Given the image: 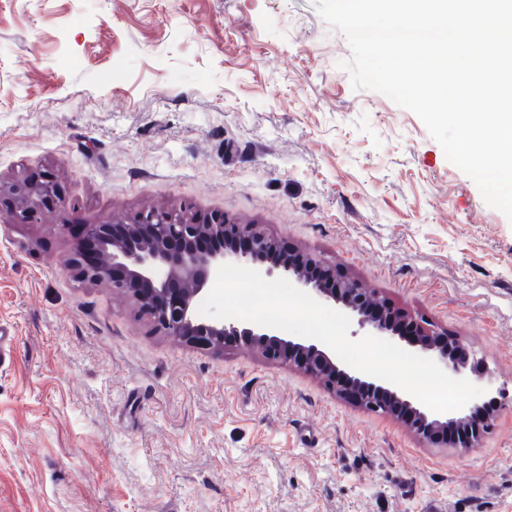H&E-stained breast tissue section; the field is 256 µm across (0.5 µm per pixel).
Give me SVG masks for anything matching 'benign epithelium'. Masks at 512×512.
Instances as JSON below:
<instances>
[{
    "mask_svg": "<svg viewBox=\"0 0 512 512\" xmlns=\"http://www.w3.org/2000/svg\"><path fill=\"white\" fill-rule=\"evenodd\" d=\"M56 181L47 174L23 186H13L17 196L16 217L22 223L38 219L43 204L55 193ZM84 237L98 245L101 260L88 265L72 261L79 279L105 284L140 304L155 328L185 344L215 353L227 344H242L267 358L287 363L326 382L343 397H354L364 408L394 415L421 439L454 430L444 444L453 448H475L482 431L462 426L475 404L452 417L443 418L413 403L401 392L378 378L367 379L340 368L324 347L309 339H286L273 328L235 319L201 320L196 316L197 297L207 288L223 264H243L262 276L293 279L304 289L340 304L362 328L379 335L396 336L423 355L430 356L456 375L466 373L469 363L456 356L462 343L439 328L422 326L407 313H397L352 280L340 282L336 293L309 277L307 265L316 263L309 255L295 256L281 250L280 242L250 227L229 224L221 214L149 210L112 224H86ZM211 236L224 247L200 251L198 239ZM411 322L413 336L404 335L394 318Z\"/></svg>",
    "mask_w": 512,
    "mask_h": 512,
    "instance_id": "1",
    "label": "benign epithelium"
}]
</instances>
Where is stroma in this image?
<instances>
[{"mask_svg": "<svg viewBox=\"0 0 512 512\" xmlns=\"http://www.w3.org/2000/svg\"><path fill=\"white\" fill-rule=\"evenodd\" d=\"M316 0H0V512H512V221L411 111L354 89ZM151 208L253 224L459 338L511 399L480 447L67 269ZM55 186L56 181L52 174L23 186H11V191L17 196L15 209L18 220L21 223L37 220L43 204L54 196Z\"/></svg>", "mask_w": 512, "mask_h": 512, "instance_id": "obj_1", "label": "stroma"}]
</instances>
